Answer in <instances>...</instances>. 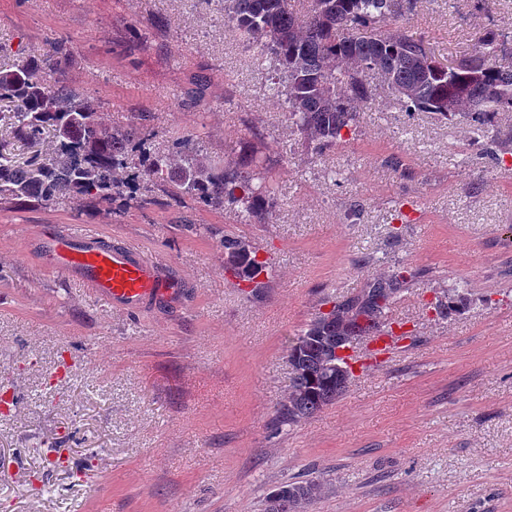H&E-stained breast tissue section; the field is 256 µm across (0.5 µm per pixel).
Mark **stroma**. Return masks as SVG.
<instances>
[{"mask_svg": "<svg viewBox=\"0 0 512 512\" xmlns=\"http://www.w3.org/2000/svg\"><path fill=\"white\" fill-rule=\"evenodd\" d=\"M222 0H0V42L37 54L106 123L145 115L150 151L196 136L218 161L257 156L279 183L269 223L177 206L142 182L127 210L0 205V512H264L316 478L308 512H512V178L463 124L406 112L369 73L356 136L312 155ZM403 26L442 62L486 29L512 65V0H418ZM136 241L181 283L131 314L59 274L42 240L63 226ZM269 267L247 292L224 235ZM416 277L389 320L408 333L356 369L336 403L277 426L291 340L328 294L394 264ZM467 308L439 318L442 291Z\"/></svg>", "mask_w": 512, "mask_h": 512, "instance_id": "obj_1", "label": "stroma"}]
</instances>
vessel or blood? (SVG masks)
<instances>
[{
	"label": "vessel or blood",
	"instance_id": "vessel-or-blood-1",
	"mask_svg": "<svg viewBox=\"0 0 512 512\" xmlns=\"http://www.w3.org/2000/svg\"><path fill=\"white\" fill-rule=\"evenodd\" d=\"M45 251L55 269L118 308L137 311L176 291L161 260L127 242L109 243L93 230L61 229L46 239Z\"/></svg>",
	"mask_w": 512,
	"mask_h": 512
}]
</instances>
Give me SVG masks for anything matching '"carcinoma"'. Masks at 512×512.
<instances>
[{"label": "carcinoma", "instance_id": "obj_1", "mask_svg": "<svg viewBox=\"0 0 512 512\" xmlns=\"http://www.w3.org/2000/svg\"><path fill=\"white\" fill-rule=\"evenodd\" d=\"M415 0H307L304 12L291 0H224V26L269 61L272 86L286 109L288 123L307 148L321 155L356 134L360 114L373 101L367 75L375 72L402 100L406 110L432 112L469 126L485 142L488 157L512 172V132L498 128L497 117L512 112V68L499 63L503 43L487 30L474 54L453 65L437 63L424 41L399 20ZM70 46L55 40L39 55L16 54L0 64V122L14 138L46 148L27 159L0 141V203L80 205L116 201L138 207L141 180L167 188L177 204L194 202L211 210L230 208L241 224H266L277 200V186L263 162L250 157L217 166L187 135L163 154L146 151L145 125L106 124L88 98L57 77L58 59ZM224 269L249 287H265L268 274L248 240L224 236ZM414 277L399 267L377 277L361 295L331 299L328 312L316 314L288 346V395L277 410L283 425H295L333 404L351 376H336L330 359L346 347L338 337L393 335L388 310ZM465 293L450 288L435 303L446 318L463 304ZM323 490L317 479L293 482L268 497L267 512H307Z\"/></svg>", "mask_w": 512, "mask_h": 512}]
</instances>
